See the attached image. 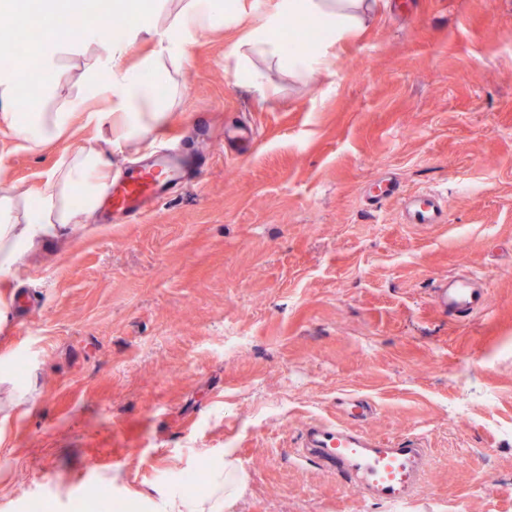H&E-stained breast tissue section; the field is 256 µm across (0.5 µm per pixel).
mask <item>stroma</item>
I'll list each match as a JSON object with an SVG mask.
<instances>
[{
    "label": "stroma",
    "instance_id": "stroma-1",
    "mask_svg": "<svg viewBox=\"0 0 512 512\" xmlns=\"http://www.w3.org/2000/svg\"><path fill=\"white\" fill-rule=\"evenodd\" d=\"M243 28L197 36L172 67L165 128L192 183L134 224L36 242L0 293V512H164L200 469L233 461L224 512H384L290 450L338 399L357 427L422 437L409 512H512V0H377L306 76ZM33 80L36 108L77 93ZM249 63L264 91L234 73ZM0 130V178L37 191L67 150ZM400 186L382 211L366 202ZM447 198L408 223L406 197ZM464 273L488 308L453 321L430 294Z\"/></svg>",
    "mask_w": 512,
    "mask_h": 512
}]
</instances>
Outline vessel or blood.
I'll return each mask as SVG.
<instances>
[{
    "instance_id": "b4317fda",
    "label": "vessel or blood",
    "mask_w": 512,
    "mask_h": 512,
    "mask_svg": "<svg viewBox=\"0 0 512 512\" xmlns=\"http://www.w3.org/2000/svg\"><path fill=\"white\" fill-rule=\"evenodd\" d=\"M184 168L182 161L168 157L113 184L106 202L108 213L135 221L145 205L163 198ZM446 204V199L437 192L414 196L406 207L407 220L412 224L443 223ZM432 298L441 312L457 321L483 311L486 304L485 290L476 288L464 275L448 283H436ZM295 454L298 460L316 463L379 502L412 499L428 464L424 443L418 437L404 435L387 443L366 437L339 422L306 427Z\"/></svg>"
}]
</instances>
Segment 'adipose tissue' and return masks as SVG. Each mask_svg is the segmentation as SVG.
I'll use <instances>...</instances> for the list:
<instances>
[{"label":"adipose tissue","instance_id":"adipose-tissue-1","mask_svg":"<svg viewBox=\"0 0 512 512\" xmlns=\"http://www.w3.org/2000/svg\"><path fill=\"white\" fill-rule=\"evenodd\" d=\"M375 0H276L273 11L254 17L244 34L245 44L265 48L280 58L289 71L311 73L327 66L330 50L356 34L371 17ZM115 9L129 13L122 33L98 40L89 27L84 44L92 55L78 80V94L64 112H22L15 107V92L25 77L22 68L0 64V129L15 135L20 148L33 150L62 139L76 118L111 131L107 147L87 141L66 152L36 193L18 186L0 189V271H10L36 239L54 238L83 223L99 207L112 183V156L130 140L166 121L157 88L169 84V64L180 63L195 36L244 23L240 0H180L169 12H143L138 0H114ZM327 32L313 47L284 41L282 28L292 19ZM155 41V50L129 61L130 46ZM106 97L109 106L86 111L89 101ZM241 478L233 463L211 478L208 495H171L165 512H223L226 497L240 490Z\"/></svg>","mask_w":512,"mask_h":512}]
</instances>
